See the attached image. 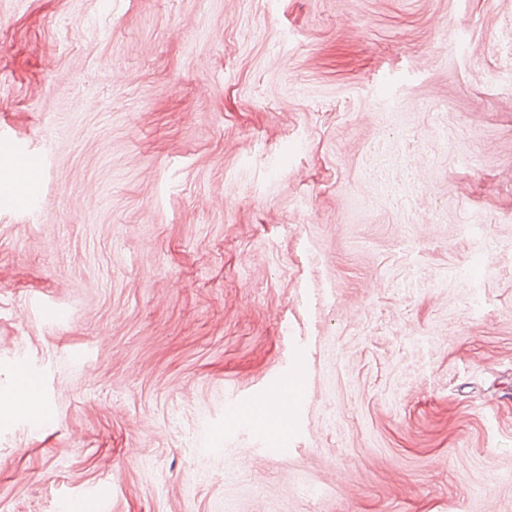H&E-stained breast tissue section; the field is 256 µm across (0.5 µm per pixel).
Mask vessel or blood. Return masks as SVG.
<instances>
[{
  "label": "vessel or blood",
  "instance_id": "1",
  "mask_svg": "<svg viewBox=\"0 0 512 512\" xmlns=\"http://www.w3.org/2000/svg\"><path fill=\"white\" fill-rule=\"evenodd\" d=\"M14 160L5 166V174L22 190H29L36 168L31 161V154L24 142L12 143ZM276 394L284 395L290 406L303 403L306 389L298 372L288 371L277 376L271 385L259 386L249 390L238 401L234 413L241 429L249 431L260 429L264 432V444L281 456H288V434L291 430L287 418L266 415L265 406L268 399Z\"/></svg>",
  "mask_w": 512,
  "mask_h": 512
}]
</instances>
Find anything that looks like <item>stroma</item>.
<instances>
[{
  "label": "stroma",
  "instance_id": "35a3bbf8",
  "mask_svg": "<svg viewBox=\"0 0 512 512\" xmlns=\"http://www.w3.org/2000/svg\"><path fill=\"white\" fill-rule=\"evenodd\" d=\"M10 140L0 512H512V0H0ZM14 161L3 168V172L16 183L17 187L27 191L30 189L31 181L36 167L31 161L32 155L24 142L12 141ZM300 371L288 369V372L277 376L271 385L259 386L249 390L234 407L241 429L250 431L262 428L264 444L283 457L291 454L293 440L288 441L291 430L287 417L267 416L265 406L268 399L276 394H283L288 399V405L297 407L304 402L306 389L299 376Z\"/></svg>",
  "mask_w": 512,
  "mask_h": 512
}]
</instances>
